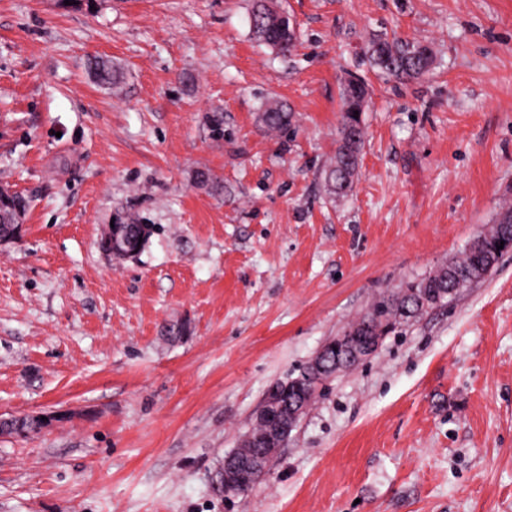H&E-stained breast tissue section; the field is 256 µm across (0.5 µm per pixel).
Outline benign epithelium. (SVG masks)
Listing matches in <instances>:
<instances>
[{
  "label": "benign epithelium",
  "instance_id": "1",
  "mask_svg": "<svg viewBox=\"0 0 512 512\" xmlns=\"http://www.w3.org/2000/svg\"><path fill=\"white\" fill-rule=\"evenodd\" d=\"M382 340L383 337L374 332L340 336L320 348L310 361V373L272 386L253 415V429L245 433V439L259 452L225 459L223 479L216 485V491L226 498L240 495L244 483L269 468L279 448L288 441L309 406L313 383L321 378H332L371 357Z\"/></svg>",
  "mask_w": 512,
  "mask_h": 512
}]
</instances>
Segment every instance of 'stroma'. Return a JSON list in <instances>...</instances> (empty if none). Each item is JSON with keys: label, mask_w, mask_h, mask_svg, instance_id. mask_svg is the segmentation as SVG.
Here are the masks:
<instances>
[{"label": "stroma", "mask_w": 512, "mask_h": 512, "mask_svg": "<svg viewBox=\"0 0 512 512\" xmlns=\"http://www.w3.org/2000/svg\"><path fill=\"white\" fill-rule=\"evenodd\" d=\"M0 0V512H512V255L327 381L247 495L214 484L269 386L512 203V0ZM376 34L431 46L401 82ZM121 69L120 93L92 58ZM354 190L330 198L342 83ZM270 99L289 133L258 121ZM149 224L136 259L110 223ZM269 2L252 0L249 13L250 33L256 42L265 45L276 54L287 57L295 50L297 35L288 32V17L285 27H281L283 13L286 11L273 7ZM368 97V85L361 78L354 77L343 85V113L336 133V150L324 170L326 190L334 198L347 196L358 176L365 138L361 114L365 111ZM355 111H358V118H355Z\"/></svg>", "instance_id": "1"}]
</instances>
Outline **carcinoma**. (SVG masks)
<instances>
[{"instance_id":"obj_1","label":"carcinoma","mask_w":512,"mask_h":512,"mask_svg":"<svg viewBox=\"0 0 512 512\" xmlns=\"http://www.w3.org/2000/svg\"><path fill=\"white\" fill-rule=\"evenodd\" d=\"M284 10L269 4V0H252L249 13L252 38L286 57L295 50L297 35L282 26ZM370 66L379 73L411 81L429 71L433 63L432 49L421 43L390 39L375 35L365 45ZM97 81L104 86L119 88L120 72L106 60L92 62ZM369 88L358 77L348 80L342 89V121L336 133V150L324 170L328 194L334 198L348 195L358 176L364 146L363 120L355 112H364ZM260 123L269 131L288 130L293 114L281 104L271 102L259 115ZM25 210V201L13 194L0 204V229L6 231L14 215ZM512 251V205H504L494 224L478 235L464 255L443 264L427 276L404 285L378 301L364 316L349 324V332H362L365 327L381 329L386 336L404 322L417 319L429 311L451 302L458 291L484 281L497 267L503 254Z\"/></svg>"}]
</instances>
